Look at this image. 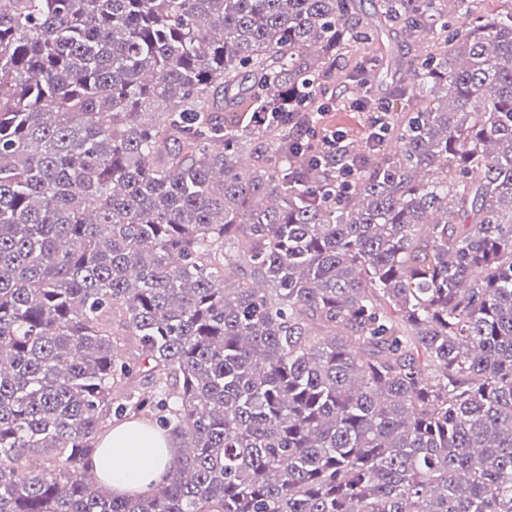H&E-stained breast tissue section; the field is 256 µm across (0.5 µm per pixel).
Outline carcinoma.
<instances>
[{
  "label": "carcinoma",
  "instance_id": "1",
  "mask_svg": "<svg viewBox=\"0 0 512 512\" xmlns=\"http://www.w3.org/2000/svg\"><path fill=\"white\" fill-rule=\"evenodd\" d=\"M356 2L0 0V512H512V7ZM370 113L341 110L329 106V110L323 113L324 127L332 131L339 129L342 132L362 136L370 125ZM91 466L114 496H139L160 482L179 448L148 419L114 422L98 436Z\"/></svg>",
  "mask_w": 512,
  "mask_h": 512
}]
</instances>
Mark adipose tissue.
Segmentation results:
<instances>
[{"mask_svg":"<svg viewBox=\"0 0 512 512\" xmlns=\"http://www.w3.org/2000/svg\"><path fill=\"white\" fill-rule=\"evenodd\" d=\"M178 452L150 420L119 421L99 435L91 466L105 491L135 497L163 479Z\"/></svg>","mask_w":512,"mask_h":512,"instance_id":"ef3b65f1","label":"adipose tissue"}]
</instances>
